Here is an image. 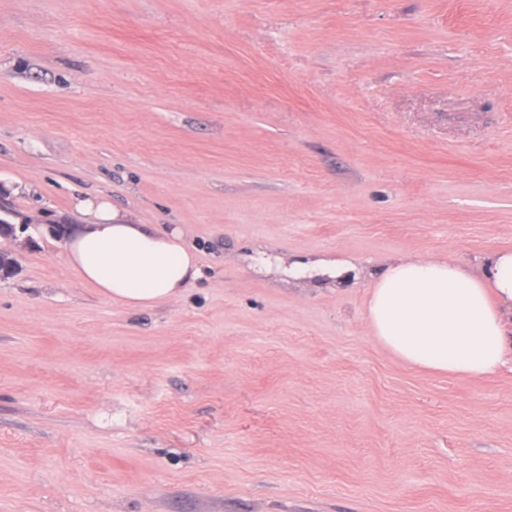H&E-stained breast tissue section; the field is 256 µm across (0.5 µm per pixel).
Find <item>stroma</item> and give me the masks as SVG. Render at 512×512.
Returning <instances> with one entry per match:
<instances>
[{
    "instance_id": "stroma-1",
    "label": "stroma",
    "mask_w": 512,
    "mask_h": 512,
    "mask_svg": "<svg viewBox=\"0 0 512 512\" xmlns=\"http://www.w3.org/2000/svg\"><path fill=\"white\" fill-rule=\"evenodd\" d=\"M203 276L76 277V198ZM0 512H512V363L373 336L395 257L512 249V0H0Z\"/></svg>"
}]
</instances>
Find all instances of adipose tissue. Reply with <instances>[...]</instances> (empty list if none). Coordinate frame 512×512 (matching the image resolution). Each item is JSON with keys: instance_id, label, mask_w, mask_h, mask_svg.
I'll return each instance as SVG.
<instances>
[{"instance_id": "ef3b65f1", "label": "adipose tissue", "mask_w": 512, "mask_h": 512, "mask_svg": "<svg viewBox=\"0 0 512 512\" xmlns=\"http://www.w3.org/2000/svg\"><path fill=\"white\" fill-rule=\"evenodd\" d=\"M86 219L66 242L80 280L106 299L148 308L179 297L202 275L182 235L158 233L115 210L108 198H80ZM375 339L403 362L479 379L512 358V251L469 268L453 258L391 263L369 294Z\"/></svg>"}]
</instances>
